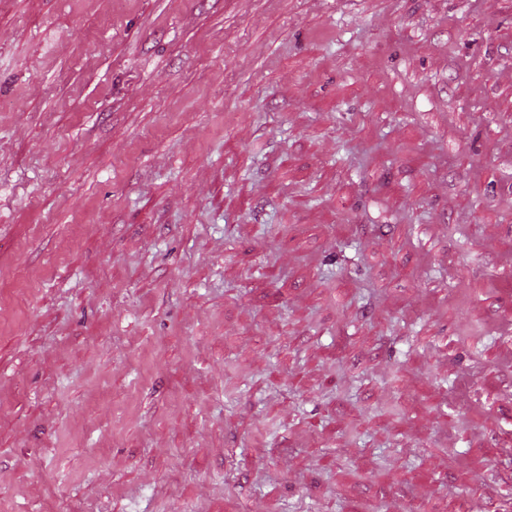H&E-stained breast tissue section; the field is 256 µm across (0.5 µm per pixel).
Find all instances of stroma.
Masks as SVG:
<instances>
[{
    "mask_svg": "<svg viewBox=\"0 0 512 512\" xmlns=\"http://www.w3.org/2000/svg\"><path fill=\"white\" fill-rule=\"evenodd\" d=\"M0 512H512V0H0Z\"/></svg>",
    "mask_w": 512,
    "mask_h": 512,
    "instance_id": "1",
    "label": "stroma"
}]
</instances>
